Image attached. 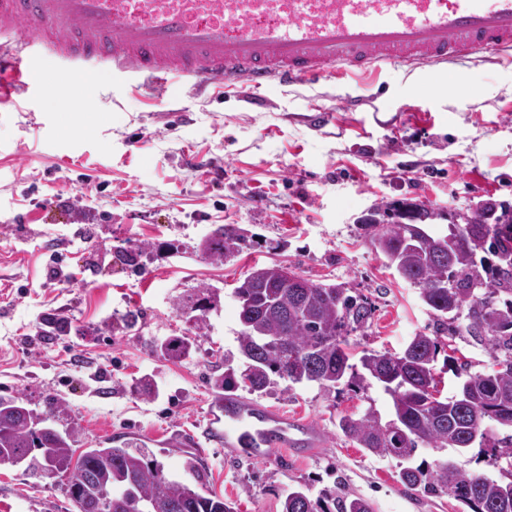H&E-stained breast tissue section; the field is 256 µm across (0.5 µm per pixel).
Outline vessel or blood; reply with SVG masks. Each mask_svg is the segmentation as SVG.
<instances>
[{
  "label": "vessel or blood",
  "mask_w": 512,
  "mask_h": 512,
  "mask_svg": "<svg viewBox=\"0 0 512 512\" xmlns=\"http://www.w3.org/2000/svg\"><path fill=\"white\" fill-rule=\"evenodd\" d=\"M512 50V0H0V106L14 95L89 98L100 69L161 92L316 84L382 65L445 67ZM215 441L264 459L310 443L287 416L224 403Z\"/></svg>",
  "instance_id": "1"
}]
</instances>
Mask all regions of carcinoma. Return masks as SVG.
Wrapping results in <instances>:
<instances>
[{"instance_id": "1", "label": "carcinoma", "mask_w": 512, "mask_h": 512, "mask_svg": "<svg viewBox=\"0 0 512 512\" xmlns=\"http://www.w3.org/2000/svg\"><path fill=\"white\" fill-rule=\"evenodd\" d=\"M389 221L370 217L363 224L369 244L386 265L419 287L436 332L471 336L492 352L502 353L489 370L474 375L443 397L436 362L438 337L418 334L400 353L365 351L353 362L349 336L372 314L371 304L347 294L337 284L325 285L302 276L285 280L276 266L257 268L245 279L237 336L245 364L236 368L224 360V372L209 384L214 400L224 392L250 395L268 392L279 378L291 384L315 383L321 389L341 385L365 388L374 380L392 401V419L374 412L344 415L343 435L370 453L399 460V482L410 490L446 493L470 512H512V207L486 202L465 224H452L443 237L424 229L436 213L424 206L398 202L383 211ZM241 237L226 224L205 244L206 256L221 262ZM465 318L467 323L459 322ZM71 329L58 318L44 320V335L61 336ZM156 347L172 362L186 359V336H167ZM248 374L244 383L242 373ZM49 420L27 407L24 398L0 395V468L23 466L41 478L40 460L71 472L62 481L77 512H235L214 492L199 493L178 479L164 476L161 465L137 445L89 447L77 452V431L42 432ZM491 449L492 463L509 475L503 482L468 472L446 459L433 465H411L421 445L431 448ZM323 508L301 488L288 491L282 512H372L368 501L332 497Z\"/></svg>"}]
</instances>
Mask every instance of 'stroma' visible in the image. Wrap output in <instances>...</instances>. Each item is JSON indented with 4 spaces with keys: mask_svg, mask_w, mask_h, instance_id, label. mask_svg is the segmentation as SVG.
<instances>
[{
    "mask_svg": "<svg viewBox=\"0 0 512 512\" xmlns=\"http://www.w3.org/2000/svg\"><path fill=\"white\" fill-rule=\"evenodd\" d=\"M435 82L441 91L423 95ZM357 100L356 108L340 100ZM29 93L0 107V395L32 409L61 406L50 424L78 428L77 448L110 439L147 443L166 475L193 484L194 453L207 490L235 512H281L288 488L368 500L374 512H462L446 495L398 481L400 464L358 448L343 415L392 408L378 387L353 392L279 381L244 403L313 426L310 454L248 459L210 441L209 378L237 355L235 290L253 267L285 265L368 298L374 313L350 335L354 354L402 351L436 326L418 287L385 265L362 228L370 211L408 201L438 212L435 235L490 199L512 206V63L473 55L447 71L349 75L314 86L269 85L251 102L240 88L200 95L170 80L164 96L101 74L82 114ZM242 235L221 262L201 245L218 226ZM144 247L138 267L119 256ZM217 295L203 319L191 298ZM139 313L132 328L121 321ZM67 318L44 336L45 317ZM185 336L174 363L153 341ZM448 459L489 471L485 449L419 447L414 460ZM0 512H76L59 483L0 470Z\"/></svg>",
    "mask_w": 512,
    "mask_h": 512,
    "instance_id": "1",
    "label": "stroma"
}]
</instances>
